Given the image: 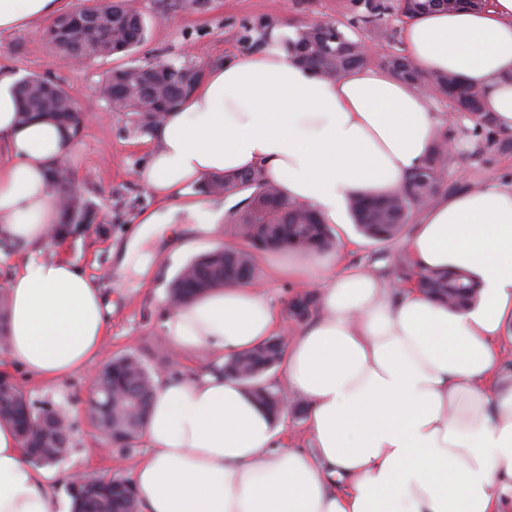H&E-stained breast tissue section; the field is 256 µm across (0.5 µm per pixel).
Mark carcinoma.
<instances>
[{
    "mask_svg": "<svg viewBox=\"0 0 512 512\" xmlns=\"http://www.w3.org/2000/svg\"><path fill=\"white\" fill-rule=\"evenodd\" d=\"M362 23H377L395 10L412 19L434 10L468 8L481 10L482 0H364ZM112 29L97 45L80 25L87 16L102 13L96 3L76 13L56 19L47 30L50 42L71 56L105 58L123 53L145 38L141 11L134 0H112ZM353 39L327 23H307L296 28L295 38L288 40V52L301 64L326 78H334L365 64L359 51L336 54L340 45H357ZM383 66L396 78L422 90L429 84V94L451 99L459 118L474 125V130L486 132L488 143L507 150L512 136L502 134L492 115L482 111L480 91L461 83L448 73L423 72L412 60L402 55L384 59ZM201 71L192 65L156 62L149 66L115 69L101 88L102 95L115 110L132 106L139 117L140 128L148 132L173 111L195 87ZM20 110L18 121L48 117L56 121L73 137L79 131L83 116L73 99L56 83L37 76L16 87ZM452 159L448 132L438 135L428 159L406 181L403 190L375 197H355L348 210L356 230L375 245H386L400 237L406 224L417 211L424 210L438 195L448 191L444 172ZM52 183L58 193L64 222L57 225L56 236L66 237L76 230L75 218L85 216L88 206L71 188V175L65 162L51 171ZM208 193H222L224 199L244 192L248 196L234 205L228 223L238 226L245 246L232 248L220 257L207 252L185 264L168 289L166 302L176 309L195 297L224 283L256 279L255 253L278 249L327 251L339 245L330 225L323 223L316 211L306 205L285 200L278 186L261 166L248 170L215 175L204 184ZM396 282L416 283L430 296L463 306L476 297V285L462 270L414 271L407 254L397 256L387 268ZM290 316L305 322L319 311L318 294L307 292L291 298ZM285 344L275 336L257 347L224 359L218 370L231 374L253 390L254 395L272 413L286 411L281 389L260 384V378L283 360ZM98 388L97 407L92 421L107 445L124 452L133 450L141 437L155 395L153 372L135 352L122 354L102 365L94 377ZM0 421L12 423L22 440L28 461L41 468L56 465L70 448L71 423L52 409L33 406L24 390L7 372H0ZM68 494L73 512H138L132 482L105 477L83 483L69 482Z\"/></svg>",
    "mask_w": 512,
    "mask_h": 512,
    "instance_id": "obj_1",
    "label": "carcinoma"
}]
</instances>
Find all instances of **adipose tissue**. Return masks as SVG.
<instances>
[{"mask_svg":"<svg viewBox=\"0 0 512 512\" xmlns=\"http://www.w3.org/2000/svg\"><path fill=\"white\" fill-rule=\"evenodd\" d=\"M64 0H0V32L56 17ZM272 27L257 51L211 68L156 126L138 180L165 208L145 213L124 261L176 239L186 216L215 230L220 211L176 205L193 184L264 166L288 202L340 223L347 201L401 189L442 128L427 96L364 66L327 79L294 62ZM424 72L481 88L512 133V0L434 12L404 28ZM16 80L0 78V239L45 245L60 220L50 170L70 151L51 121L19 124ZM407 251L417 270L466 271L476 302L448 308L413 285L339 270L335 251L264 255L272 278L319 289L321 315L288 345L285 389L308 405L312 451L287 445L270 413L216 374L157 381L132 472L142 512H512V184L431 204ZM7 359L47 384L88 371L106 335L101 288L72 262L30 257L8 283ZM279 315L261 286L213 290L170 311L183 354L227 357L273 336ZM0 512H60L49 475L0 422Z\"/></svg>","mask_w":512,"mask_h":512,"instance_id":"adipose-tissue-1","label":"adipose tissue"}]
</instances>
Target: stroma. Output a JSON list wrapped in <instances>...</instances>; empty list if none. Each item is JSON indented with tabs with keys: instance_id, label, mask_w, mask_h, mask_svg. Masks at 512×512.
Listing matches in <instances>:
<instances>
[{
	"instance_id": "35a3bbf8",
	"label": "stroma",
	"mask_w": 512,
	"mask_h": 512,
	"mask_svg": "<svg viewBox=\"0 0 512 512\" xmlns=\"http://www.w3.org/2000/svg\"><path fill=\"white\" fill-rule=\"evenodd\" d=\"M146 36L126 55L95 58L75 64L72 57L48 42L45 24L0 34V77L10 74L42 76L57 82L85 115L65 162L73 186L87 203L89 217L67 238H51L44 255L72 261L92 276L111 307L109 329L94 358L101 366L113 357L133 351L149 367L159 369L175 358L184 374L210 371L217 357L203 354L176 356L168 343L163 322L166 294L180 268L209 252L215 244L237 247L243 240L235 225L219 224L216 232H188L179 246L152 249L147 276L134 266L117 268L111 249L124 246L142 213L160 203L137 179L136 171L147 157L152 133L140 129L134 115L111 109L101 95L107 74L116 68L138 67L160 60L187 63L205 69L224 59L259 50L270 27L295 29L310 22H330L347 35L373 49L367 63L381 66L390 54L405 51L406 18L389 13L380 24L360 25L358 0H136ZM456 151L446 172L449 193L486 186L512 184V150L488 146L484 133L460 122L451 130ZM264 287L280 316L278 336L284 342L301 331L288 303L304 288L288 280L268 281ZM7 370L35 405L64 412L72 424V447L49 474L55 496L70 505L68 477L79 471L90 477L131 478L136 456L146 449L138 441L133 456L118 450L102 451L98 432L85 410L91 377L80 374L60 385L37 381L24 368L0 355V370Z\"/></svg>"
}]
</instances>
